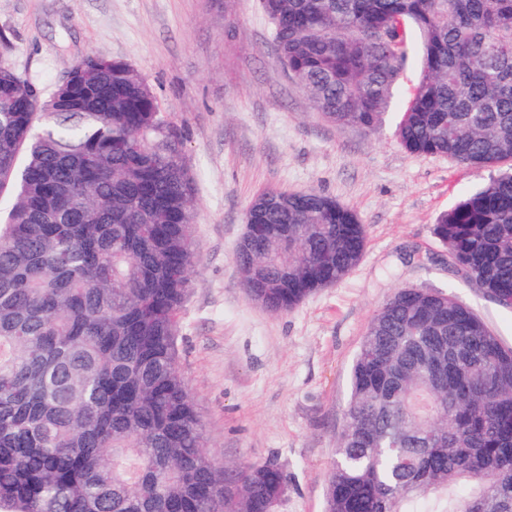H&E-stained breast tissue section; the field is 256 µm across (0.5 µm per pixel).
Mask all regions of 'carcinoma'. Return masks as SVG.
Wrapping results in <instances>:
<instances>
[{"instance_id":"obj_1","label":"carcinoma","mask_w":512,"mask_h":512,"mask_svg":"<svg viewBox=\"0 0 512 512\" xmlns=\"http://www.w3.org/2000/svg\"><path fill=\"white\" fill-rule=\"evenodd\" d=\"M282 65L316 111L372 133L409 60L396 125L413 155L512 159V0H261ZM0 512H265L275 461L229 475L205 450L179 369L197 260L193 180L140 75L89 56L46 99L0 58ZM248 209L288 225L236 252L263 307L292 311L342 280L367 242L318 192L267 190ZM448 267L512 309V175L441 215ZM296 271V288H277ZM448 364L438 380L433 367ZM325 512H512V348L442 292L401 289L374 315ZM420 75V68L416 58H413L405 73L393 89V109L401 112L405 109L414 85Z\"/></svg>"}]
</instances>
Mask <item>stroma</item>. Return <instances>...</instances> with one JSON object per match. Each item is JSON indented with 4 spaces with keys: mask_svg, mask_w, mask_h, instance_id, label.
Here are the masks:
<instances>
[{
    "mask_svg": "<svg viewBox=\"0 0 512 512\" xmlns=\"http://www.w3.org/2000/svg\"><path fill=\"white\" fill-rule=\"evenodd\" d=\"M90 55L141 75L194 182L199 260L178 349L207 451L231 472L276 460L288 475L277 512H324L350 368L393 293L452 295L512 347V310L451 272L433 232L512 161L478 169L409 154L393 116L373 133L329 121L282 66L259 0H0V58L42 95ZM271 188L322 192L367 231L350 273L287 313L249 300L235 260L247 207Z\"/></svg>",
    "mask_w": 512,
    "mask_h": 512,
    "instance_id": "1",
    "label": "stroma"
}]
</instances>
